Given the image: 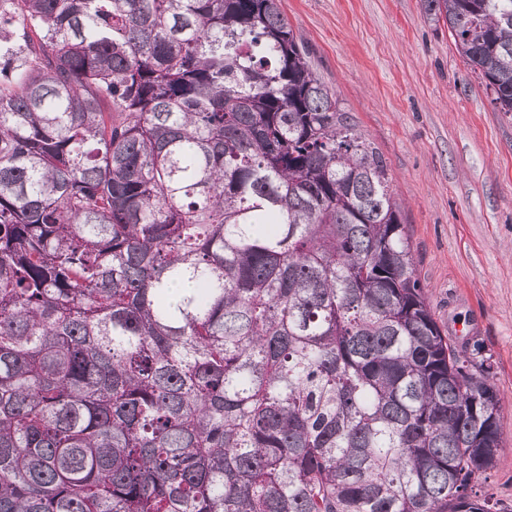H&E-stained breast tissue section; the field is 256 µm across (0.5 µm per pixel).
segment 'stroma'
Segmentation results:
<instances>
[{"label": "stroma", "instance_id": "stroma-1", "mask_svg": "<svg viewBox=\"0 0 512 512\" xmlns=\"http://www.w3.org/2000/svg\"><path fill=\"white\" fill-rule=\"evenodd\" d=\"M320 80L383 155L419 279L457 347L481 344L506 449L479 491L512 512V112L420 0H280Z\"/></svg>", "mask_w": 512, "mask_h": 512}]
</instances>
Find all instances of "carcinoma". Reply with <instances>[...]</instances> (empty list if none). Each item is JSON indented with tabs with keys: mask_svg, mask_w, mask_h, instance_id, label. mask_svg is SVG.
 <instances>
[{
	"mask_svg": "<svg viewBox=\"0 0 512 512\" xmlns=\"http://www.w3.org/2000/svg\"><path fill=\"white\" fill-rule=\"evenodd\" d=\"M492 369L279 0H0V512H498Z\"/></svg>",
	"mask_w": 512,
	"mask_h": 512,
	"instance_id": "carcinoma-1",
	"label": "carcinoma"
}]
</instances>
